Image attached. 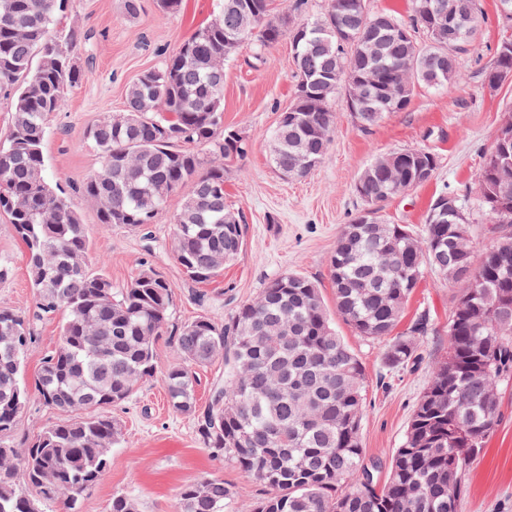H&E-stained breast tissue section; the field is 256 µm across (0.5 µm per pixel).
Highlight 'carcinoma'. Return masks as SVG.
<instances>
[{"mask_svg":"<svg viewBox=\"0 0 512 512\" xmlns=\"http://www.w3.org/2000/svg\"><path fill=\"white\" fill-rule=\"evenodd\" d=\"M66 2L0 0V86L16 89L12 125L0 139V211L26 246L35 294L31 317L0 306V454L14 452L0 463V512H42L47 503L77 512L83 495L107 477L110 450L121 439L106 411L155 375V345L170 319L172 286L153 269L116 293L103 267L90 266L87 229L45 174L46 121L80 81L51 28ZM462 2L477 20L455 43L471 46L484 17L479 0ZM272 4L224 0L223 20L192 34L141 76L127 90L125 112L104 115L90 130L102 164L82 192L98 204L101 223L153 224L168 197L191 185L174 217L172 253L195 282L222 275L244 245L240 216L224 201V161L243 156L246 143L224 128V76L211 70L213 58H227L245 43L262 55L286 36L297 41V83L312 90L327 81L348 85L358 66L369 89L367 129L407 107L382 95L397 78L443 89L460 77L459 66H439L448 39L414 13L404 19L372 10L367 0H327L321 15L298 19ZM363 39L385 41L386 54L361 58ZM295 106L296 122L279 124L271 159L278 171L293 169L303 178L314 168L300 165L299 154L323 157L336 113L328 105L310 110L300 95ZM494 155L478 174L481 216L495 235L480 255L459 251L470 217L466 195L454 191L447 196L462 209V224L450 215L448 223H425L418 233L401 224L386 233L365 224L354 236L346 225L338 234L330 260L336 313L358 336L383 344L384 373L377 378L383 387L435 331L425 311L397 331L426 270L457 287L448 352L432 368L384 484L363 462V365L308 278L280 275L227 320L201 317L180 328L177 362L162 376L169 406L195 413V368L224 359L222 398L210 400L197 434L214 458L233 461L266 487L248 512H458L463 474L499 426V390L512 380V170L511 181L498 184ZM391 182L390 171L373 172L367 207L378 211ZM58 313L59 342L35 386L63 418L18 451L4 438L27 405L21 370L33 321ZM232 497L224 480L205 478L183 487L177 512H225ZM109 512H139L138 502L116 494Z\"/></svg>","mask_w":512,"mask_h":512,"instance_id":"cac0c4a2","label":"carcinoma"}]
</instances>
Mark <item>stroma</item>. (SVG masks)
<instances>
[{"instance_id": "obj_1", "label": "stroma", "mask_w": 512, "mask_h": 512, "mask_svg": "<svg viewBox=\"0 0 512 512\" xmlns=\"http://www.w3.org/2000/svg\"><path fill=\"white\" fill-rule=\"evenodd\" d=\"M479 2L484 14L481 35L459 58V81L444 90L417 89L406 109L388 114L369 130L352 117L344 93L336 92L331 142L317 169L304 178L282 176L270 159L280 116L295 98L290 41L282 40L261 57L253 46L243 45L225 60L224 126L238 131L247 147L242 157L224 166V196L239 212L246 237L223 276L207 283L188 279L172 255L173 219L188 188L169 196L154 224L132 230L100 223L97 205L82 194L81 186L100 166L89 138L91 127L103 115L122 111L128 86L160 67L185 39L218 18L224 0H182L175 13L161 11L157 0H140V11L133 17L125 11V0H68L65 11L56 13L54 30L63 35L82 79L67 93L64 107L47 119L46 173L85 224L90 257L104 261L113 290L127 287L146 265L171 284L169 328L155 350L159 373L176 360L174 336L185 323L203 316L228 318L236 307L253 300L269 279L288 272L305 276L318 286L337 333L365 368L364 459L376 466L379 479L387 478L391 457L403 441L430 372L448 350V315L456 289L431 272L415 288L404 318L409 321L429 311L435 332L424 340L423 360L403 371L385 392L375 385L382 369L380 345L364 341L335 314L330 259L341 227L364 207L354 188L358 174L386 153L422 148L436 153L440 165L429 182L384 203V222L421 229L431 200L450 190L468 191L471 212H479L480 167L502 122L512 114V80L493 91L485 84L498 44L512 38V20L501 15L499 0ZM0 265L9 268L0 280V304L31 313L35 299L26 248L4 214ZM159 373L113 410L123 437L111 451L108 479L82 497L79 512H109L116 494L135 497L140 512H176L181 488L207 476L231 487L235 498L228 512H241L246 502L262 494V486L236 463L211 456L196 433L194 417L169 407ZM501 411L499 427L465 471L466 493L459 512H512V382L501 389ZM59 418L37 393H30L9 441L17 447L29 445Z\"/></svg>"}]
</instances>
